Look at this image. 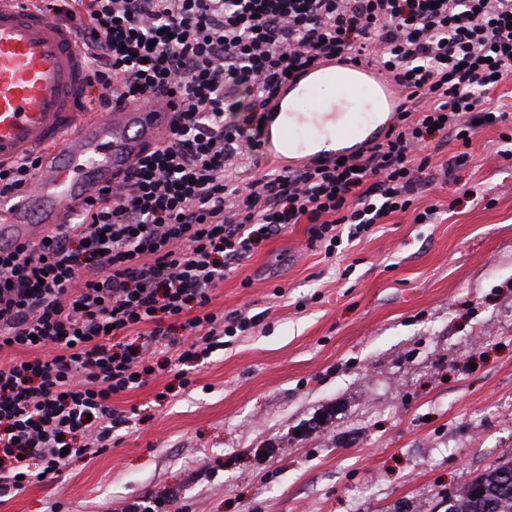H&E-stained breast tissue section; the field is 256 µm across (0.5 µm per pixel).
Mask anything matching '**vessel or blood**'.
<instances>
[{"instance_id":"1","label":"vessel or blood","mask_w":512,"mask_h":512,"mask_svg":"<svg viewBox=\"0 0 512 512\" xmlns=\"http://www.w3.org/2000/svg\"><path fill=\"white\" fill-rule=\"evenodd\" d=\"M88 76L71 29L28 0H0V163L30 153L43 158L22 196L0 201V246L39 240L66 223L73 204L111 184L170 120L154 99L88 111ZM302 99L312 101L311 110H299ZM402 102L376 64L329 60L274 100L264 146L289 168L329 160L344 145L385 132Z\"/></svg>"}]
</instances>
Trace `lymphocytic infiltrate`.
<instances>
[{"label": "lymphocytic infiltrate", "instance_id": "obj_1", "mask_svg": "<svg viewBox=\"0 0 512 512\" xmlns=\"http://www.w3.org/2000/svg\"><path fill=\"white\" fill-rule=\"evenodd\" d=\"M71 22L93 106L162 96L174 118L116 186L73 207L39 242L0 248V499L58 481L67 457L99 454L127 418L114 394L143 387L152 348L208 358L256 317L211 293L268 238L307 227L333 256L412 212L432 140L470 147L484 105L512 81V0H39ZM339 54L374 59L411 108L344 161L254 173L271 101L292 70ZM146 326L143 343L110 342Z\"/></svg>", "mask_w": 512, "mask_h": 512}]
</instances>
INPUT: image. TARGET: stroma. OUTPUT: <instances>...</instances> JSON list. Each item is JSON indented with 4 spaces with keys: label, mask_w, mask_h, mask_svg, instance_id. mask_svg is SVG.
Wrapping results in <instances>:
<instances>
[{
    "label": "stroma",
    "mask_w": 512,
    "mask_h": 512,
    "mask_svg": "<svg viewBox=\"0 0 512 512\" xmlns=\"http://www.w3.org/2000/svg\"><path fill=\"white\" fill-rule=\"evenodd\" d=\"M501 126L466 160L433 151L412 214L343 248L294 224L212 293L260 326L187 367L113 395L128 424L0 512H438L512 454V158Z\"/></svg>",
    "instance_id": "35a3bbf8"
}]
</instances>
